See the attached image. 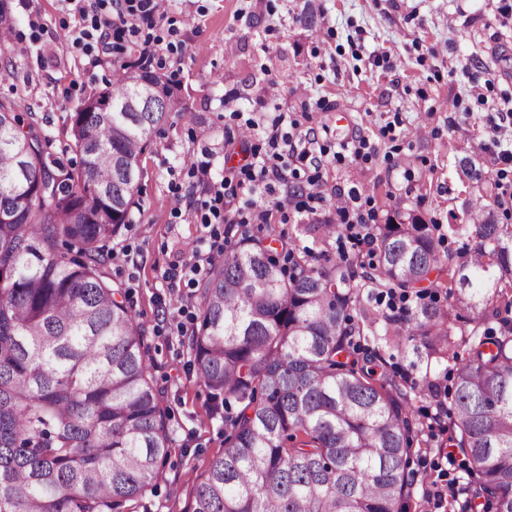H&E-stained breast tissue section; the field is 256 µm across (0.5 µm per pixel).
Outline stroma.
Wrapping results in <instances>:
<instances>
[{
    "label": "stroma",
    "instance_id": "stroma-1",
    "mask_svg": "<svg viewBox=\"0 0 512 512\" xmlns=\"http://www.w3.org/2000/svg\"><path fill=\"white\" fill-rule=\"evenodd\" d=\"M28 52L0 53V99L30 107L42 119L49 153L69 151V117L102 89L113 66L95 68L72 45L79 25L67 0H5ZM179 48L168 60L179 72L174 91L186 105L171 113L141 157L143 175L131 222L107 245L108 271L122 282L151 338L154 374L165 387L174 443L147 492L151 512H183V488L224 451V421L209 414L186 330L199 297L166 273L188 261L205 236L194 215L175 216L174 192L202 197L209 181L240 165L242 130L260 134L276 113L293 137L314 136L327 200L316 213L281 220L276 234L312 246L301 224H332L335 192L359 191L379 223L418 216L461 224L481 185L458 162L495 172L512 151V0H170ZM233 94L239 112L224 113ZM367 158L354 154L357 141ZM207 162L209 176L195 164ZM410 384L417 419L435 411L426 384L451 386V366L427 360L415 343L390 349ZM439 438L420 434L409 468L415 479L402 512H439L428 496L461 480L457 461L439 454Z\"/></svg>",
    "mask_w": 512,
    "mask_h": 512
}]
</instances>
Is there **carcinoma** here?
<instances>
[{
  "label": "carcinoma",
  "mask_w": 512,
  "mask_h": 512,
  "mask_svg": "<svg viewBox=\"0 0 512 512\" xmlns=\"http://www.w3.org/2000/svg\"><path fill=\"white\" fill-rule=\"evenodd\" d=\"M0 48L27 53L2 26ZM136 77L164 98L134 106ZM186 111L163 76L119 64L70 116L75 168L46 151L35 113L0 101V512H139L172 448L149 336L104 272V246L131 223L152 134ZM468 215L446 235L391 219L364 254L316 264L306 249L287 269L260 231L211 265L193 366L211 415L232 400L239 411L184 512H401L416 422L402 379L361 344L379 315L352 314L360 283L416 298L386 317L398 324L387 343L439 363L468 350L442 445L460 450L473 507L512 512V224L483 195ZM301 231L328 245L348 228ZM446 236L461 248L441 251Z\"/></svg>",
  "instance_id": "carcinoma-1"
}]
</instances>
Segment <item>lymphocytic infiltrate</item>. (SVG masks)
<instances>
[{"mask_svg": "<svg viewBox=\"0 0 512 512\" xmlns=\"http://www.w3.org/2000/svg\"><path fill=\"white\" fill-rule=\"evenodd\" d=\"M81 19L73 46L88 57L92 67H99L100 52L117 50L120 44L137 51L139 64L151 67L158 64L165 46L153 31L165 8L164 0H72ZM284 117H275L263 133L265 161H249L241 165L236 191H229L226 183L210 187L203 199L182 194L173 196V214L182 210L198 212L203 223L236 224L242 227L263 224L268 211L258 202L260 194L271 192L273 183L288 178L305 177L308 193L288 192L277 199L275 207L282 218L310 211L320 201V161L314 156L311 140H293L284 133ZM245 190L244 204L235 205L237 190Z\"/></svg>", "mask_w": 512, "mask_h": 512, "instance_id": "obj_1", "label": "lymphocytic infiltrate"}]
</instances>
